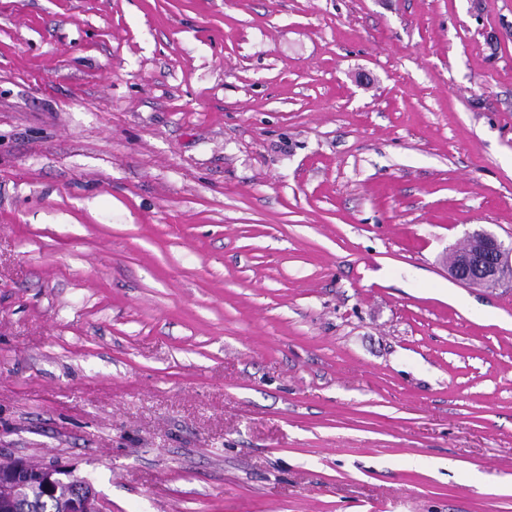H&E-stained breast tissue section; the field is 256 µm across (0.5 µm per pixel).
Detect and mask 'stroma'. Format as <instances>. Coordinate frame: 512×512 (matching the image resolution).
I'll return each instance as SVG.
<instances>
[{
	"instance_id": "35a3bbf8",
	"label": "stroma",
	"mask_w": 512,
	"mask_h": 512,
	"mask_svg": "<svg viewBox=\"0 0 512 512\" xmlns=\"http://www.w3.org/2000/svg\"><path fill=\"white\" fill-rule=\"evenodd\" d=\"M512 0H0V452L105 512H512ZM472 242L458 252L459 260L448 267L451 277L464 286H482L510 282L512 284V241L506 243L484 230L469 235ZM474 239L479 242L472 248Z\"/></svg>"
}]
</instances>
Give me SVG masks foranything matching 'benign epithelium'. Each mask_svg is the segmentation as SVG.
<instances>
[{
  "mask_svg": "<svg viewBox=\"0 0 512 512\" xmlns=\"http://www.w3.org/2000/svg\"><path fill=\"white\" fill-rule=\"evenodd\" d=\"M469 238L479 245L458 252L459 260L448 267L451 277L464 286L512 283V241L505 242L485 230ZM36 473L43 491L56 498L59 512H104L93 483L56 462L31 469L25 459H14L8 469H0V512H9L22 494L30 472Z\"/></svg>",
  "mask_w": 512,
  "mask_h": 512,
  "instance_id": "obj_1",
  "label": "benign epithelium"
}]
</instances>
